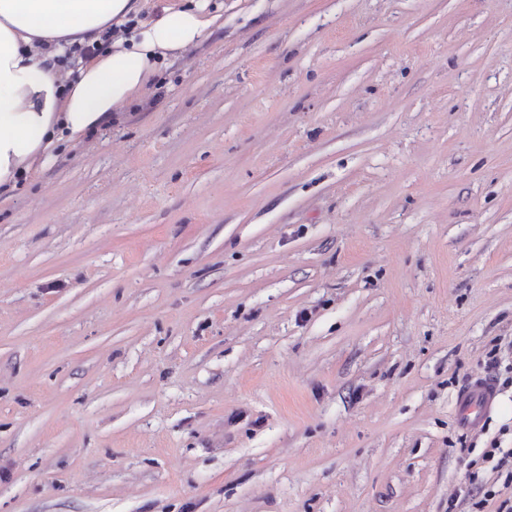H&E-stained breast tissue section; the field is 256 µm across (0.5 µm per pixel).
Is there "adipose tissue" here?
Masks as SVG:
<instances>
[{
	"label": "adipose tissue",
	"mask_w": 512,
	"mask_h": 512,
	"mask_svg": "<svg viewBox=\"0 0 512 512\" xmlns=\"http://www.w3.org/2000/svg\"><path fill=\"white\" fill-rule=\"evenodd\" d=\"M0 0V188L39 175L64 141L106 132L173 60L224 26L219 0ZM104 52L81 56L103 32Z\"/></svg>",
	"instance_id": "obj_1"
}]
</instances>
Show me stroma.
<instances>
[{
    "instance_id": "35a3bbf8",
    "label": "stroma",
    "mask_w": 512,
    "mask_h": 512,
    "mask_svg": "<svg viewBox=\"0 0 512 512\" xmlns=\"http://www.w3.org/2000/svg\"><path fill=\"white\" fill-rule=\"evenodd\" d=\"M0 512H512V0H224L21 181ZM497 394L495 383L486 377L474 378L458 393L456 410L461 424L469 430L480 428L484 414L493 406Z\"/></svg>"
}]
</instances>
